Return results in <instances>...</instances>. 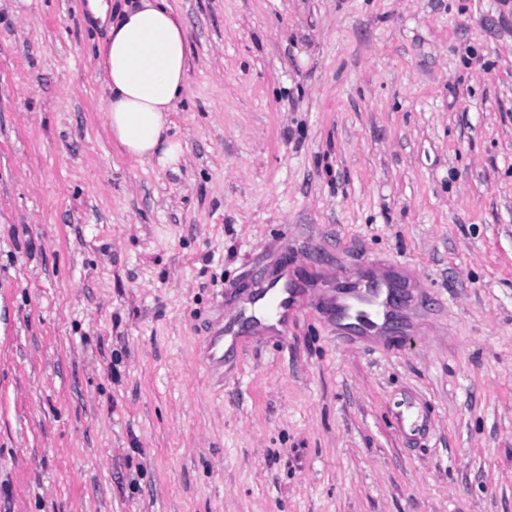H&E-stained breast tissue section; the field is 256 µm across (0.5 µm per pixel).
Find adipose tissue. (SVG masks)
Listing matches in <instances>:
<instances>
[{
    "mask_svg": "<svg viewBox=\"0 0 512 512\" xmlns=\"http://www.w3.org/2000/svg\"><path fill=\"white\" fill-rule=\"evenodd\" d=\"M98 16H111L99 67L109 91L105 124L125 150L158 166L178 164L184 149L169 136L168 114L185 88L189 43L168 0H88Z\"/></svg>",
    "mask_w": 512,
    "mask_h": 512,
    "instance_id": "adipose-tissue-1",
    "label": "adipose tissue"
}]
</instances>
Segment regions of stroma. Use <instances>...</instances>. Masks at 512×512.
<instances>
[{"instance_id":"1","label":"stroma","mask_w":512,"mask_h":512,"mask_svg":"<svg viewBox=\"0 0 512 512\" xmlns=\"http://www.w3.org/2000/svg\"><path fill=\"white\" fill-rule=\"evenodd\" d=\"M170 4L162 168L85 0H0V512H512V0ZM369 260L384 336L333 309Z\"/></svg>"}]
</instances>
